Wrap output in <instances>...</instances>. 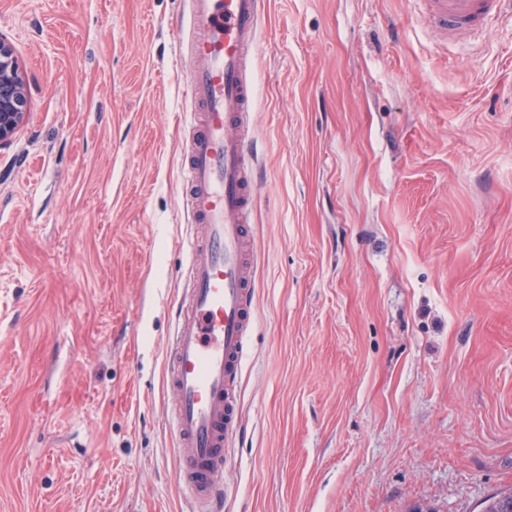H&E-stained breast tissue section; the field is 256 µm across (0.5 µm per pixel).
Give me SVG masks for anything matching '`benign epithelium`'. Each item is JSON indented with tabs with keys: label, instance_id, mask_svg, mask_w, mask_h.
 Returning a JSON list of instances; mask_svg holds the SVG:
<instances>
[{
	"label": "benign epithelium",
	"instance_id": "benign-epithelium-1",
	"mask_svg": "<svg viewBox=\"0 0 512 512\" xmlns=\"http://www.w3.org/2000/svg\"><path fill=\"white\" fill-rule=\"evenodd\" d=\"M28 115L27 87L10 41L0 35V145L8 142Z\"/></svg>",
	"mask_w": 512,
	"mask_h": 512
}]
</instances>
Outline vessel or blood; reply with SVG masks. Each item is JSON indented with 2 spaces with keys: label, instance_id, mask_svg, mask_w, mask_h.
<instances>
[{
  "label": "vessel or blood",
  "instance_id": "vessel-or-blood-1",
  "mask_svg": "<svg viewBox=\"0 0 512 512\" xmlns=\"http://www.w3.org/2000/svg\"><path fill=\"white\" fill-rule=\"evenodd\" d=\"M512 0H427L444 38L497 21ZM195 31L186 74L196 106L183 148L189 264L167 347L176 402L172 429L177 477L194 495V512H217L224 444L238 426L237 380L255 322L256 259L248 258L255 180L251 67L264 0H189Z\"/></svg>",
  "mask_w": 512,
  "mask_h": 512
}]
</instances>
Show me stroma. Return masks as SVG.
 <instances>
[{"label":"stroma","instance_id":"stroma-1","mask_svg":"<svg viewBox=\"0 0 512 512\" xmlns=\"http://www.w3.org/2000/svg\"><path fill=\"white\" fill-rule=\"evenodd\" d=\"M264 0L256 328L224 512H478L512 485V17ZM187 0H0V512H191L167 381ZM427 16L445 39L478 31L497 21L509 0H426ZM28 115L27 87L10 41L0 35V146Z\"/></svg>","mask_w":512,"mask_h":512}]
</instances>
